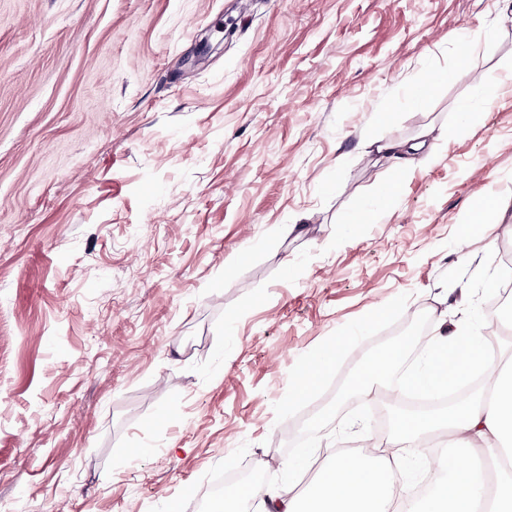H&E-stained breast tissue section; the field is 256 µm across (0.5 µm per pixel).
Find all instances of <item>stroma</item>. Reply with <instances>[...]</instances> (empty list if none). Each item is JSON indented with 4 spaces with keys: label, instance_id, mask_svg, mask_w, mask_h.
Returning a JSON list of instances; mask_svg holds the SVG:
<instances>
[{
    "label": "stroma",
    "instance_id": "1",
    "mask_svg": "<svg viewBox=\"0 0 512 512\" xmlns=\"http://www.w3.org/2000/svg\"><path fill=\"white\" fill-rule=\"evenodd\" d=\"M511 245L512 0H0V512L280 474L298 358L403 293L512 354ZM495 210L496 208L494 204L482 205L476 215L467 222V224L470 225L466 227L464 232L468 233L467 229L471 226H478L486 236L495 235L497 230L501 227L500 224H494L493 222Z\"/></svg>",
    "mask_w": 512,
    "mask_h": 512
}]
</instances>
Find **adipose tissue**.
<instances>
[{"instance_id": "1", "label": "adipose tissue", "mask_w": 512, "mask_h": 512, "mask_svg": "<svg viewBox=\"0 0 512 512\" xmlns=\"http://www.w3.org/2000/svg\"><path fill=\"white\" fill-rule=\"evenodd\" d=\"M422 349L421 364L403 378L405 391L452 389L480 375L485 386L442 409L396 415L389 444L354 456L335 453L302 498L267 491L271 512H512V469L487 478L491 461H512V366H501L482 336L451 328ZM387 446L435 461L427 498L405 503L392 470L379 464Z\"/></svg>"}]
</instances>
